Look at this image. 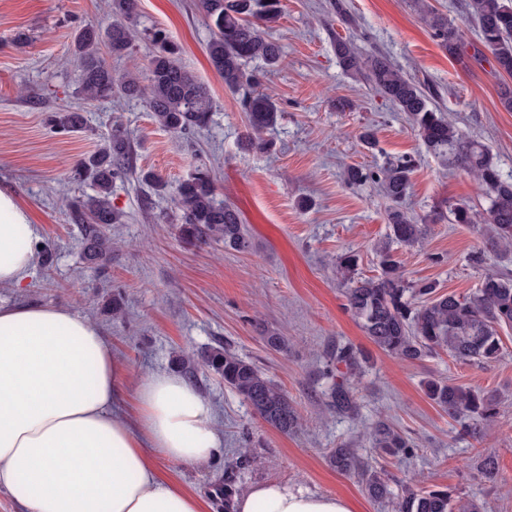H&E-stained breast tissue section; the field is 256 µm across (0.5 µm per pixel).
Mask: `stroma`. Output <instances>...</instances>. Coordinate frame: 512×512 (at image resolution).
Here are the masks:
<instances>
[{"mask_svg": "<svg viewBox=\"0 0 512 512\" xmlns=\"http://www.w3.org/2000/svg\"><path fill=\"white\" fill-rule=\"evenodd\" d=\"M111 0H0V190L10 193L52 252L20 288H0L9 305H57L96 323L122 367L125 387L161 369L181 372V357L223 345L253 361L287 391L301 417L297 432L267 425L223 379L197 368L190 384L214 407L224 446L210 463L189 466L148 452L159 479L197 495L202 512H224V471L238 448H249L252 466L235 480L237 493L253 484L277 482L344 499L351 512H391L371 502L357 476L329 463L331 449L348 443L372 466L414 488L438 485L462 500L483 503L485 512H512V327L501 328L502 354L488 366L446 352L402 362L378 349L345 308V284L336 258L360 256L358 274H377L375 246L385 241L388 201L377 185H350L348 166L374 169L386 159L411 156L416 166L407 207L416 215L447 211L464 202L483 210L486 202L473 178L448 169L423 147L408 118L362 77L343 72L336 37L366 52L379 51L408 77L436 90L437 102L464 133L486 144L503 174H512V112L499 101L504 83L491 52L466 19L464 0H429L462 29L464 56H450L433 39L413 0H345L350 23L331 14V0H281L282 14L269 34L282 48L280 65L264 81L281 117L269 137L270 153L243 148L246 115L211 67L209 27L198 0H139L142 25L164 28L180 48V60L208 87L212 124L187 139L158 128L140 100L99 108L78 92L79 68L71 55L77 29L104 25ZM29 33L22 49L16 31ZM82 108L84 130L57 133L47 112ZM135 137L134 163L170 183L186 178L206 161L221 199L233 205L253 242L240 253L223 243L196 245L165 222L170 198L154 197L143 209L145 187L127 177L113 187L112 203L124 214L112 227V256L102 271L80 259V234L68 220L64 200L89 192L73 182L72 166L97 149L113 125ZM372 129L375 150L358 135ZM308 199V208L299 200ZM485 225H431L419 247L400 249L409 279L436 281L440 292L466 295L484 275H512V252L474 264ZM122 313L113 316V302ZM285 336L288 348L266 347L262 331ZM353 344L365 356L354 380L357 418L326 406L323 375L329 352ZM440 379L496 394L499 415L483 442L462 435L460 426L425 394L427 379ZM388 420L417 446L413 458L397 460L373 448L370 431ZM497 461L494 481L478 475L475 463Z\"/></svg>", "mask_w": 512, "mask_h": 512, "instance_id": "obj_1", "label": "stroma"}]
</instances>
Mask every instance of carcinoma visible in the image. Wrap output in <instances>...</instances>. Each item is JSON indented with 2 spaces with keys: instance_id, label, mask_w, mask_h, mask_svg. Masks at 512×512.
<instances>
[{
  "instance_id": "cac0c4a2",
  "label": "carcinoma",
  "mask_w": 512,
  "mask_h": 512,
  "mask_svg": "<svg viewBox=\"0 0 512 512\" xmlns=\"http://www.w3.org/2000/svg\"><path fill=\"white\" fill-rule=\"evenodd\" d=\"M209 21L211 39L207 53L211 65L224 79V87L238 97L246 114L247 145L264 151L270 142L264 134L273 129L281 112L275 100L262 89L264 74L250 67L254 61L268 68L281 60L280 45L267 32L268 24L282 13L281 0H199ZM415 7L440 46L453 55L463 52L459 26L425 0ZM467 17L475 24L480 41L492 51L493 67L500 75L512 77V0H467ZM112 24L104 29L81 27L74 36L73 50L79 60L80 94L98 104L112 98L141 99L156 125L175 136H188L209 127L213 102L208 88L179 60V49L168 34L156 27L138 28V0H112ZM150 45L146 73L114 70L103 56L131 54L136 41ZM336 57L342 69L360 76L397 111L412 122L425 150L442 158L450 169L471 173L488 200L485 223L490 225L484 246L473 255L481 264L486 256L512 251V178L500 171L488 146L469 138L432 103L433 92L396 69L379 52H361L338 37ZM46 122L58 132L86 128L85 114L62 109L47 115ZM133 139L126 128L111 129L104 144L80 159L71 171L75 182L90 183L93 193L68 200V218L79 226L83 237V258L91 267L103 268L112 252V236L106 227L123 223V214L112 205L116 181L131 172ZM414 163L411 158L388 161L377 170L347 168L350 184L379 183L389 201L386 223L388 241L376 248L378 274L356 276L359 255L346 251L336 259V273L348 283L346 306L358 319L368 338L384 353L401 361L420 360L438 350L478 364L496 362L501 354L498 329L512 326V277L489 272L480 287L467 296L438 292L428 279L410 281L395 247L413 248L427 235L429 217L415 218L406 207ZM159 196L175 202L173 222L182 238L206 244L222 241L237 252L252 249L238 210L218 197L215 177L205 164L172 187L151 172L139 174ZM453 224H474L476 213L465 203L448 206ZM189 371L199 365L224 379V385L243 400L271 427L291 433L300 427V415L287 392L268 378L254 363L218 345L195 358L182 360ZM354 372L359 357L351 345L336 347L323 376L333 379L327 391L328 406L337 414L358 415L352 383L334 374L339 366ZM427 397L448 416L461 423L462 432L482 437L485 426L498 415L496 398L485 392L429 379ZM374 447L397 458L414 454V444L388 421L373 424ZM329 462L342 474H358L367 497L375 503H389L394 512H483L473 500L462 501L446 489H406L394 494L390 479L369 464H363L354 449L334 448Z\"/></svg>"
}]
</instances>
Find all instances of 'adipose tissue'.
I'll list each match as a JSON object with an SVG mask.
<instances>
[{"instance_id": "adipose-tissue-1", "label": "adipose tissue", "mask_w": 512, "mask_h": 512, "mask_svg": "<svg viewBox=\"0 0 512 512\" xmlns=\"http://www.w3.org/2000/svg\"><path fill=\"white\" fill-rule=\"evenodd\" d=\"M38 239L0 191V287L30 278ZM222 444L213 407L181 375L156 371L125 391L93 321L60 306L0 305V487L24 512H201L195 495L156 476L144 451L198 466ZM236 510L351 512L341 498L272 482L253 485Z\"/></svg>"}]
</instances>
